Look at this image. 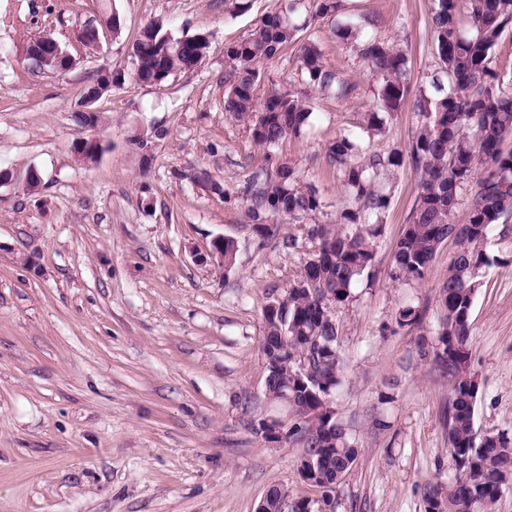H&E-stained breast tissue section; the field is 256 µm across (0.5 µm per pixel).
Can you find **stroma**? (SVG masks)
Wrapping results in <instances>:
<instances>
[{
	"mask_svg": "<svg viewBox=\"0 0 512 512\" xmlns=\"http://www.w3.org/2000/svg\"><path fill=\"white\" fill-rule=\"evenodd\" d=\"M0 0V512H257L266 492L314 498L297 471L299 450L253 426L287 424V402L265 394L262 308L299 276L311 244L260 247L244 189L265 156L314 186L318 212L292 221L334 223L351 196L326 149L376 111L378 77L337 29L368 17L367 35L401 44L410 94L439 61L433 0H342L307 21L326 68L348 81L343 98L310 96L304 133L272 151L224 109V47L285 0ZM97 48L81 33L108 13ZM175 37L203 32L210 49L194 70L158 85L133 80L131 46L148 23ZM51 34L69 70L32 67L30 37ZM297 44L258 63L257 100L302 88ZM127 78L102 97L97 160H74L83 129L72 120L85 85L104 70ZM207 170L215 193L193 179ZM37 172V191L25 178ZM377 188L390 198L377 239L375 279L334 318L344 357L334 406L360 446L338 488L337 512H424L432 481L448 482L443 409L448 383L417 362V332L398 327L406 305L435 329L437 287L453 244L421 283L389 277L392 248L416 197L413 174L395 169ZM236 240L232 270L208 259L213 239ZM494 265L481 272L470 312V369L479 383L475 427L512 434V235L491 232Z\"/></svg>",
	"mask_w": 512,
	"mask_h": 512,
	"instance_id": "stroma-1",
	"label": "stroma"
}]
</instances>
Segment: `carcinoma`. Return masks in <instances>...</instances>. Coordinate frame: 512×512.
<instances>
[{
    "instance_id": "obj_1",
    "label": "carcinoma",
    "mask_w": 512,
    "mask_h": 512,
    "mask_svg": "<svg viewBox=\"0 0 512 512\" xmlns=\"http://www.w3.org/2000/svg\"><path fill=\"white\" fill-rule=\"evenodd\" d=\"M466 3L471 34L460 29V2ZM302 0H287L280 11L260 17L246 36L224 48L228 86L226 111L251 127L253 142L264 148L301 134L311 112L307 96L288 89L273 90L260 105L255 87L256 64L297 41L293 15ZM339 0H309L311 17L334 14ZM512 29V0H434L431 38L452 90L434 81V92L415 98L417 126L406 152H367L359 136L343 135L327 148L340 168L352 196L334 224H311L307 239L311 257L285 295L262 309L265 390L268 398L286 400L295 420L285 432L301 448L303 481L319 497L301 499L291 512L321 508L336 512V489L359 456L358 442L333 406L332 393L341 382L343 359L337 347L333 311L353 302V289L373 276L376 238L373 222L389 206V197L374 187V179L391 167H408L417 195L407 224L392 253L390 278L422 281L445 242L456 250L448 260V275L437 288L440 315L430 337L417 342L420 360L437 365L448 376L446 414L449 456L456 470L446 486L425 492V512H494L503 490L512 483V438L505 433L480 434L475 429L478 384L470 371L473 338L470 311L479 271L495 262L485 249L492 227L512 228V70L496 68L494 51ZM358 55L380 77L379 111L364 117L363 132L385 130L409 92L407 56L397 44L365 38ZM133 79L161 84L178 71H190L206 57L209 40L202 33L174 38L163 23L147 24L132 44ZM297 63L321 92L342 97L348 84L323 65L315 42L299 47ZM125 82V74L96 76L84 92L95 99ZM252 231L263 246L290 250L298 237L284 234L277 218L292 219L320 210L315 188L298 183L295 170L280 164L274 171L252 175L246 194ZM465 220L458 224V206ZM399 327H423V315L412 306L399 310Z\"/></svg>"
}]
</instances>
